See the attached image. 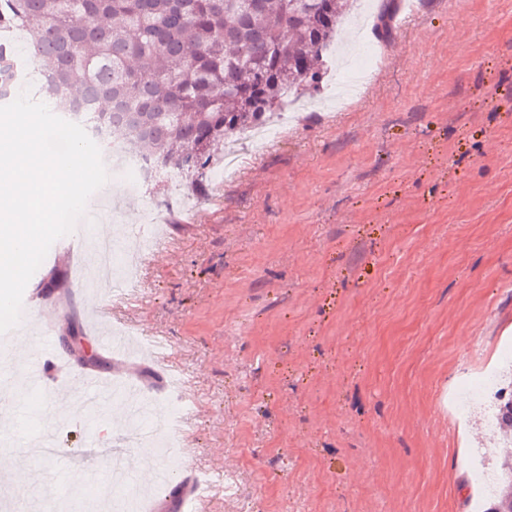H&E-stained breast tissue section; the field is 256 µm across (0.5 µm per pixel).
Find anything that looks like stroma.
I'll return each mask as SVG.
<instances>
[{"mask_svg":"<svg viewBox=\"0 0 512 512\" xmlns=\"http://www.w3.org/2000/svg\"><path fill=\"white\" fill-rule=\"evenodd\" d=\"M394 27L388 42L339 30L347 63L286 132L216 149L239 155L233 178L100 189L121 198L101 216L113 226L175 202L133 274L136 301L76 288L63 256L58 287L26 286L47 293L57 327L98 313L169 343L192 401L182 483L238 479L236 498L213 488L202 512H472L465 439L479 432L449 418L448 397L469 336H487L489 365L512 344V0H413ZM80 341L75 371L102 360L99 377L167 411L159 362ZM27 350L11 348L0 453L46 433L59 453L26 459L13 512L47 496L96 512L116 489L87 450L122 406L47 417Z\"/></svg>","mask_w":512,"mask_h":512,"instance_id":"1","label":"stroma"}]
</instances>
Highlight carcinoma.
Segmentation results:
<instances>
[{"label":"carcinoma","mask_w":512,"mask_h":512,"mask_svg":"<svg viewBox=\"0 0 512 512\" xmlns=\"http://www.w3.org/2000/svg\"><path fill=\"white\" fill-rule=\"evenodd\" d=\"M357 0H0V30L19 26L51 111L94 101L97 123L131 152L203 177L214 148L267 123L287 95L311 97L336 31ZM398 0L373 26L390 35ZM108 24L102 26L100 19ZM19 58L0 48V98ZM483 512H512V457Z\"/></svg>","instance_id":"cac0c4a2"}]
</instances>
